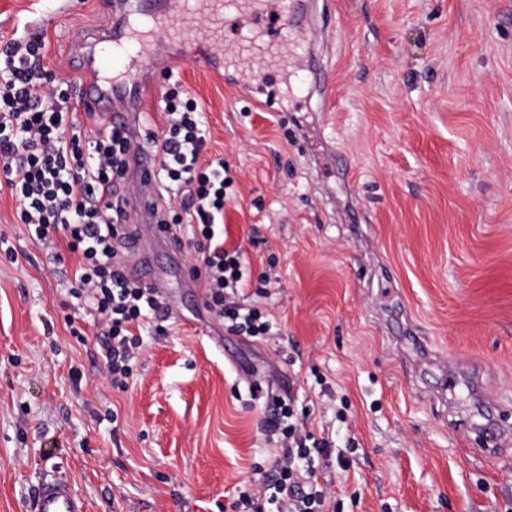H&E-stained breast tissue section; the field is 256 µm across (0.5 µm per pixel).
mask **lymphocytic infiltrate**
<instances>
[{
    "mask_svg": "<svg viewBox=\"0 0 512 512\" xmlns=\"http://www.w3.org/2000/svg\"><path fill=\"white\" fill-rule=\"evenodd\" d=\"M46 42L36 34L0 45V188L17 202V221L41 243L50 260L76 258L68 294L76 309L93 312V326L112 384L127 388L143 347L141 329L162 332L164 308L152 289L129 281L120 247L126 236L130 153H158L154 183L159 223L171 245L193 244L194 273L205 286V307L231 336L256 341L273 322L246 302L249 265L240 246H227L224 208L235 178L223 156H206L204 113L166 72L160 100L163 130L136 135L130 127L78 119L70 106L73 87L44 68ZM41 94H33V84ZM266 425L280 448L258 488L239 493L233 512H341L325 487L328 470L347 468L346 450L315 438L291 399L272 396Z\"/></svg>",
    "mask_w": 512,
    "mask_h": 512,
    "instance_id": "f902f5d3",
    "label": "lymphocytic infiltrate"
}]
</instances>
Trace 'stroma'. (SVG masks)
Returning <instances> with one entry per match:
<instances>
[{
	"label": "stroma",
	"instance_id": "35a3bbf8",
	"mask_svg": "<svg viewBox=\"0 0 512 512\" xmlns=\"http://www.w3.org/2000/svg\"><path fill=\"white\" fill-rule=\"evenodd\" d=\"M112 0H0V41L43 35L57 77L72 40ZM281 21L325 97L269 64L264 20L213 73L174 68L205 113L208 153L238 182L229 242L270 284L277 332L230 336L159 250L174 322L145 336L127 389L105 375L92 322L0 191V512H33L67 481L87 512H232L268 471L265 398L290 389L315 434L354 443L329 491L346 512H512V440L481 451L476 426L512 431V0H328Z\"/></svg>",
	"mask_w": 512,
	"mask_h": 512
}]
</instances>
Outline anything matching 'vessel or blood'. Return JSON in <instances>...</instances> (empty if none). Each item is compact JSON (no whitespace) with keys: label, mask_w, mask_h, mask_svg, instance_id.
<instances>
[{"label":"vessel or blood","mask_w":512,"mask_h":512,"mask_svg":"<svg viewBox=\"0 0 512 512\" xmlns=\"http://www.w3.org/2000/svg\"><path fill=\"white\" fill-rule=\"evenodd\" d=\"M255 0H113L112 15L95 33L84 35L81 42L71 44V64L82 71L84 104L99 110L102 104L112 106L109 121L114 125H131L136 112L154 86L155 75L147 71V60L153 59L161 45L184 44L193 39L206 63L214 72L224 67V13L235 10L237 16H253ZM204 14L210 26L200 29L187 25V18ZM129 163L138 178L139 191L133 200L129 221L134 229L130 243L144 241L148 246L165 245L166 240L155 230L158 198L153 188V175L158 156L133 152ZM146 254H131L129 274L145 278L147 287L158 296L167 293L166 280L160 276L143 277ZM35 512H86L85 504L70 485L63 481L43 483L37 492Z\"/></svg>","instance_id":"1"}]
</instances>
